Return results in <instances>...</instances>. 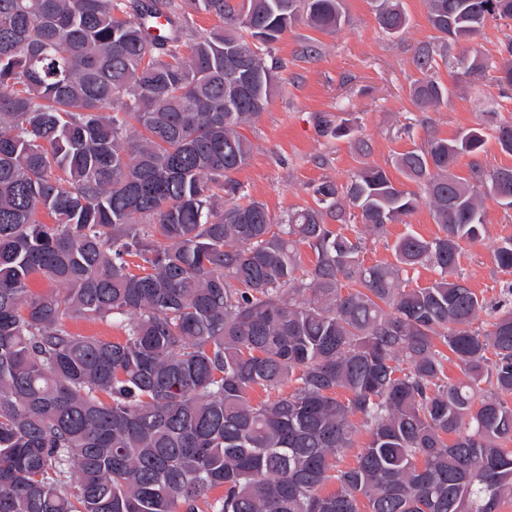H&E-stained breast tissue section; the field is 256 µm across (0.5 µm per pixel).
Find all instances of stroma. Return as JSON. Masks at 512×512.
<instances>
[{
  "instance_id": "stroma-1",
  "label": "stroma",
  "mask_w": 512,
  "mask_h": 512,
  "mask_svg": "<svg viewBox=\"0 0 512 512\" xmlns=\"http://www.w3.org/2000/svg\"><path fill=\"white\" fill-rule=\"evenodd\" d=\"M409 25L399 37L382 33L371 0H343L345 20L328 34L293 23L273 44L266 62L278 70L279 88L266 110L244 133L252 144L245 167L234 177L248 198L262 202L273 217L289 208L312 204V186L330 179L346 182L363 164L391 168L396 155L421 147L429 136L454 138L472 129L487 138L481 167H512V155L495 143L490 118H512V99L488 81L475 79L437 57L433 77L450 90L447 104L421 112L410 98L419 73L413 64L416 47L434 42L437 33L427 18L426 0H403ZM345 104L356 132L351 139L320 136L315 116ZM370 148L363 154L356 139ZM437 226L428 207H420L406 222L388 225L385 237L368 243L365 264L392 260L394 241L407 232L434 236ZM512 237V210L486 204L482 243L465 246L459 270L479 296L498 301L512 274L498 268L493 251Z\"/></svg>"
}]
</instances>
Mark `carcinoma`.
<instances>
[{"mask_svg":"<svg viewBox=\"0 0 512 512\" xmlns=\"http://www.w3.org/2000/svg\"><path fill=\"white\" fill-rule=\"evenodd\" d=\"M242 2L0 0V512H499L512 498V283L490 308L458 266L484 240L486 201L512 209V167L454 174L484 151L470 130L395 157L421 194L366 163L279 221L237 203L242 128L277 82L267 45L299 19L325 33L344 22L342 0ZM374 7L385 35L406 30L402 0ZM196 12L221 24L196 35ZM427 12L451 47L512 21V0ZM436 53L413 56L421 112L448 101L429 75ZM499 53L448 64L512 90L511 36ZM336 111L316 115L318 133L353 136ZM493 131L512 154V120ZM422 204L436 236L406 233L394 261L364 265L366 236ZM494 258L512 272V238ZM418 266L438 277L408 289ZM37 276L57 288L31 292ZM117 319L116 340L68 326ZM256 387L276 396L255 403ZM362 428L356 464L338 468Z\"/></svg>","mask_w":512,"mask_h":512,"instance_id":"1","label":"carcinoma"}]
</instances>
